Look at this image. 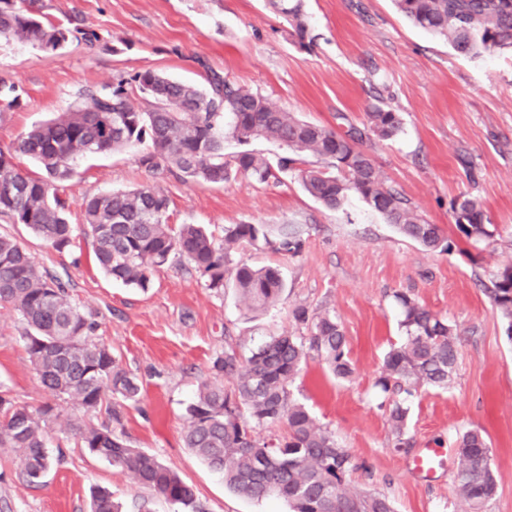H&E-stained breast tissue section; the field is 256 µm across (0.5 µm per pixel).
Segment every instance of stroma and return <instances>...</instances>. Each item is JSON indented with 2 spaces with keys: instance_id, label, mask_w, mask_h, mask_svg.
Listing matches in <instances>:
<instances>
[{
  "instance_id": "obj_1",
  "label": "stroma",
  "mask_w": 512,
  "mask_h": 512,
  "mask_svg": "<svg viewBox=\"0 0 512 512\" xmlns=\"http://www.w3.org/2000/svg\"><path fill=\"white\" fill-rule=\"evenodd\" d=\"M43 2L50 19L78 21L101 40L92 50L72 42L50 54L0 40V78L23 91L20 107L0 114V147L116 75L145 70L197 86L214 70L341 133L362 126L368 106L381 99L401 112L403 127L366 149L383 179L440 225L450 243L446 250L427 249L355 196L344 209L327 211L293 171L276 185L242 176L221 185L185 184L145 171L132 152L77 160L61 190L75 224L86 199L149 185L169 197L175 224H203L218 233L240 223L308 229L295 257L253 246L232 251V264L272 266L285 280L280 301L253 313L233 287L209 290L188 264L164 266L147 289L133 288L101 271L91 237L77 234L59 252L0 217V233L21 242L78 306L93 313L98 339L140 382V402L121 408L126 439L193 485L208 512H289L284 500L257 502L229 490L222 475L185 447L182 432L186 409L200 382L212 377L216 356L231 348L247 354L284 330L310 336V325L292 317L303 305L336 316L355 367L352 379L337 380L312 359L291 386L359 463L349 476L350 491L384 493L396 512H466L447 459L431 479L414 472L412 461L428 445L453 448L457 434L477 427L490 443L497 481L487 512H512V339L488 293L492 273L512 264V55L460 56L446 39L411 24L393 0H304L306 50L269 0ZM464 195L479 198L500 225L498 244L475 247L459 238L451 205ZM399 293L445 317L459 335L451 382L444 389L419 388L401 437L379 409L383 395L375 385L386 352L402 337ZM21 331L18 311L0 305V385L29 409L53 403L60 418L48 429V450L56 462L32 485L14 452L0 447V512H89L97 486L111 489L127 512L146 498L152 512H173L128 471L78 448L79 429L107 421L108 410L89 415L50 397L27 360Z\"/></svg>"
}]
</instances>
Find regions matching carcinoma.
<instances>
[{"instance_id":"cac0c4a2","label":"carcinoma","mask_w":512,"mask_h":512,"mask_svg":"<svg viewBox=\"0 0 512 512\" xmlns=\"http://www.w3.org/2000/svg\"><path fill=\"white\" fill-rule=\"evenodd\" d=\"M288 22L290 35L305 42L307 15L303 0H271ZM398 11L416 27L448 40L466 57L512 53V0H394ZM42 0H0V38L16 39L52 53L77 41L94 46L98 34L71 23L52 21ZM199 89L158 71L121 77L89 92L83 101L51 120L20 134L17 144L0 148V217L27 226L57 251L75 237L68 205L60 195L74 162L88 154L134 150L138 163L153 174L185 183L222 184L238 175L261 184L280 182L279 174L313 155L324 165L298 170L304 191L328 210L343 208L352 194L403 236L428 249L442 246L441 229L428 223L401 192L382 178L364 139L393 138L402 128L400 113L373 105L363 128L345 133L279 109L264 96L226 77L207 75ZM19 105L16 86L0 79V109ZM121 121L116 135L112 124ZM272 140L286 149L276 163L253 152H224L234 140ZM36 160L40 175L24 174L19 156ZM169 198L150 186L118 189L89 198L82 214L83 232L93 238L98 267L116 281L141 289L153 273L174 260H186L204 279L206 288L224 289L231 251L259 243L277 252L298 255L303 228L298 224H231L220 238L198 224L170 223ZM455 225L473 246H489L501 228L489 221L482 203L468 196L452 204ZM233 287L250 311L266 310L280 300L284 282L278 269L246 265L235 268ZM491 299L508 324L512 338V266L493 274ZM402 308V341L391 347L377 386L387 394L379 407L400 439L408 408L388 394L411 396L421 385L445 388L458 360L459 339L448 321L405 294H396ZM0 303L16 307L29 363L45 390L65 397L86 411L110 399L112 422L121 424V403H136L141 386L112 348L93 340L96 323L71 300L66 288L49 276L30 252L6 234L0 235ZM299 323L312 322L309 338L288 331L268 337L246 357L227 350L216 358V376L236 379L231 390L206 379L187 409L183 441L210 469L224 476L237 494L255 501L279 497L289 512H394L388 496L346 488L358 466L350 451L320 425L305 404L293 397L290 385L316 353L336 378L346 380L355 369L346 337L336 316L292 311ZM59 418L46 405L37 412L18 405L0 390V447L17 454L21 474L40 482L54 464L47 451L50 421ZM283 427L287 435L264 436ZM80 447L131 473L136 483L175 507V512H206L192 485L156 456L136 448L108 425H89L79 433ZM453 491L469 512H484L497 492L491 448L480 429L462 433L456 443ZM90 512H125L112 491L92 492Z\"/></svg>"}]
</instances>
